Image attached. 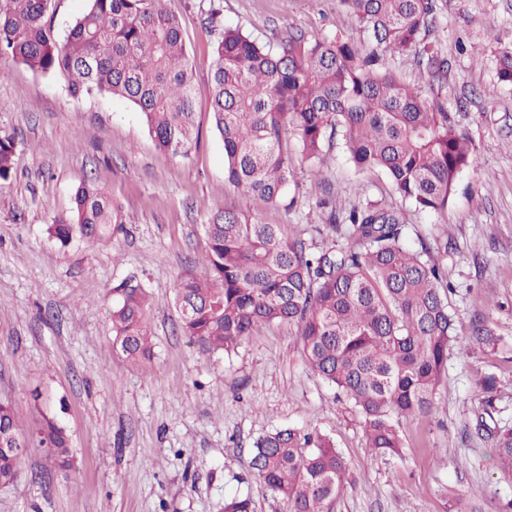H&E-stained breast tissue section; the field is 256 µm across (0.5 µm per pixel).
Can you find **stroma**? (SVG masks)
Instances as JSON below:
<instances>
[{
    "label": "stroma",
    "mask_w": 512,
    "mask_h": 512,
    "mask_svg": "<svg viewBox=\"0 0 512 512\" xmlns=\"http://www.w3.org/2000/svg\"><path fill=\"white\" fill-rule=\"evenodd\" d=\"M436 38L448 53L443 95L478 158L441 213L407 211L406 235L448 237L443 261L462 322L483 319L502 341L495 353L450 355L429 416L405 423L402 459L365 449L361 418L310 373L289 325H261L236 353H203L179 331L172 292L185 271L203 274L206 209L234 208L282 224L328 249L318 202L332 187L348 209L370 201L405 208L379 171H359L342 143L325 163L296 159L283 204L229 183L224 145L212 132V45L206 18L279 42L365 36L337 0H166L182 22L192 68L199 142L187 157L159 149L140 112L109 96L73 97L65 80L0 56V136L15 141L0 181V398L24 428L57 417L74 465L31 449L17 480L0 487V512H217L250 495L255 512H288L253 475L256 438L296 427L330 436L347 462L330 512H444L441 486L482 503L512 499L491 435L479 429L477 382L501 380L493 422L512 428V86L497 83L494 48L512 41V0H439ZM492 89L494 106L481 93ZM107 189L125 224L111 241L61 245L48 232L81 184ZM137 277L152 303L150 370L112 348V288Z\"/></svg>",
    "instance_id": "stroma-1"
}]
</instances>
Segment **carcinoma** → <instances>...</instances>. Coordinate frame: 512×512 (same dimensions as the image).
Returning a JSON list of instances; mask_svg holds the SVG:
<instances>
[{
	"label": "carcinoma",
	"mask_w": 512,
	"mask_h": 512,
	"mask_svg": "<svg viewBox=\"0 0 512 512\" xmlns=\"http://www.w3.org/2000/svg\"><path fill=\"white\" fill-rule=\"evenodd\" d=\"M367 36L358 45L335 36L278 46L239 28L219 30L213 44L211 114L224 143L229 183L267 201L281 200L294 159L313 162L341 136L359 170L379 169L392 191L416 211L440 212L460 174L477 165L441 94L423 97L388 64L414 55L431 86L448 84V54L431 39L438 0H338ZM50 0H0V54L33 72L63 78L75 97H119L142 115L156 145L185 156L197 142L187 49L179 19L164 0H88L64 42L47 18ZM497 79L512 85V41L497 49ZM14 139L0 136V180L11 176ZM325 224L343 243L316 250L281 225L226 207L207 209L205 276L185 274L174 288L180 328L202 352L238 350L262 324L297 327L307 368L362 417L371 456H402L403 421L431 413L448 355L493 353L500 336L482 320L464 327L452 311L448 240H405V212L369 202L344 212L327 192ZM124 218L94 182L77 190L70 214L48 231L66 244L79 236L109 241ZM149 294L133 278L112 288V348L131 362L151 358ZM495 376L479 382L492 407ZM500 472L512 477V429L491 430ZM46 448L61 468L73 466L70 438L55 418L24 430L0 400V486L12 484L27 448ZM252 469L289 512H329L347 465L333 440L294 427L259 436ZM450 512H485L442 491ZM219 512H254L250 497Z\"/></svg>",
	"instance_id": "cac0c4a2"
}]
</instances>
